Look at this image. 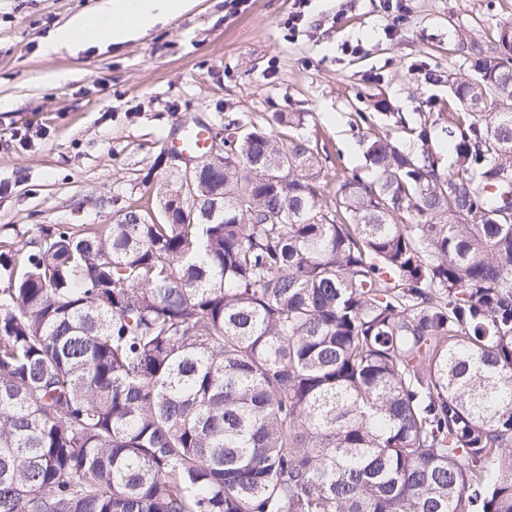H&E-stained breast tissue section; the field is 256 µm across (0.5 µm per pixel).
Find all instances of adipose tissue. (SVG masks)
<instances>
[{
    "label": "adipose tissue",
    "mask_w": 512,
    "mask_h": 512,
    "mask_svg": "<svg viewBox=\"0 0 512 512\" xmlns=\"http://www.w3.org/2000/svg\"><path fill=\"white\" fill-rule=\"evenodd\" d=\"M191 6L192 0H104L95 13H78L57 28L47 46L54 50L67 45H90L102 38L121 44L174 19ZM95 14L111 18V26L92 28L89 20Z\"/></svg>",
    "instance_id": "adipose-tissue-1"
}]
</instances>
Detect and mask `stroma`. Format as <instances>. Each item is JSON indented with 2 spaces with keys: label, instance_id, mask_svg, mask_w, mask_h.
I'll use <instances>...</instances> for the list:
<instances>
[{
  "label": "stroma",
  "instance_id": "obj_1",
  "mask_svg": "<svg viewBox=\"0 0 512 512\" xmlns=\"http://www.w3.org/2000/svg\"><path fill=\"white\" fill-rule=\"evenodd\" d=\"M98 2L0 0V230L113 223L150 198L182 124L265 127L277 112L305 113L303 135L340 154L321 173L334 192L337 167H365L356 113L378 99L411 121L433 111L448 85L425 72L469 73L470 45L494 48L512 22V0H404L397 25L384 0H309L291 38L292 0H195L140 39L44 53Z\"/></svg>",
  "mask_w": 512,
  "mask_h": 512
}]
</instances>
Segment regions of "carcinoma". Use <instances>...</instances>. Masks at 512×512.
<instances>
[{"mask_svg":"<svg viewBox=\"0 0 512 512\" xmlns=\"http://www.w3.org/2000/svg\"><path fill=\"white\" fill-rule=\"evenodd\" d=\"M471 62L451 172L399 114L330 199L277 112L224 125L211 220L169 172L3 236L0 512H512V22Z\"/></svg>","mask_w":512,"mask_h":512,"instance_id":"cac0c4a2","label":"carcinoma"}]
</instances>
